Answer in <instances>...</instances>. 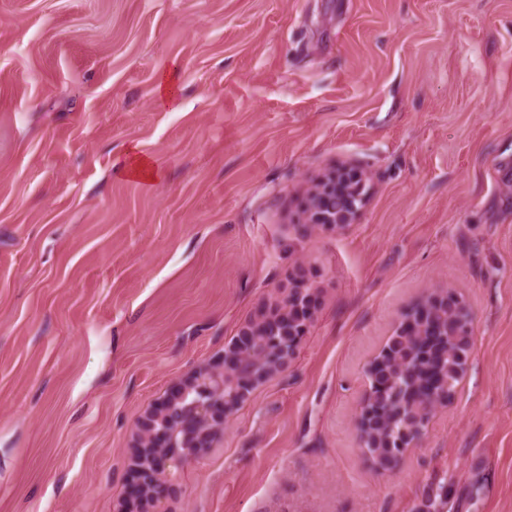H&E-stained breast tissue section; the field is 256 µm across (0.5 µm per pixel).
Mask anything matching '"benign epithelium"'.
Listing matches in <instances>:
<instances>
[{
  "label": "benign epithelium",
  "mask_w": 512,
  "mask_h": 512,
  "mask_svg": "<svg viewBox=\"0 0 512 512\" xmlns=\"http://www.w3.org/2000/svg\"><path fill=\"white\" fill-rule=\"evenodd\" d=\"M368 195L363 179L342 191L316 188L305 227L317 231L349 228ZM310 300L303 288L288 295L277 316L250 323L224 351V362L200 369L172 389L142 418L138 453L132 461L130 493L145 506L160 503L176 486L175 473L195 460L224 435L233 410L259 384L273 378L288 363L306 332L302 307ZM472 315L461 297L450 292L439 300L413 308L389 344L368 366L369 387L356 419L363 447L386 448L371 454L376 465L390 468L404 451L416 446L435 413L453 395L446 376L447 339L458 349L464 374L470 347ZM426 350V371L398 381L408 347Z\"/></svg>",
  "instance_id": "benign-epithelium-1"
}]
</instances>
